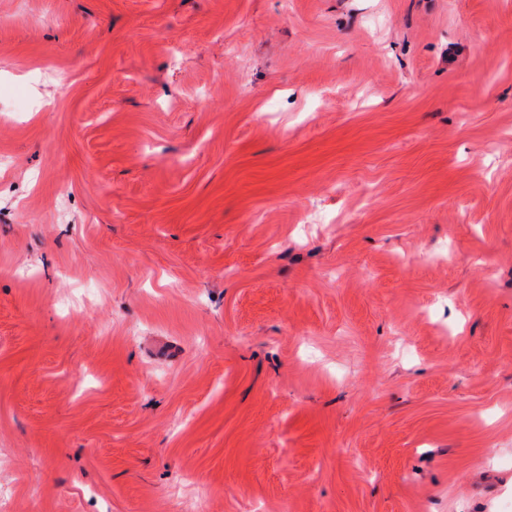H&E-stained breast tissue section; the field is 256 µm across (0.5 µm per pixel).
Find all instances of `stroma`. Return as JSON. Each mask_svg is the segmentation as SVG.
<instances>
[{"label": "stroma", "mask_w": 512, "mask_h": 512, "mask_svg": "<svg viewBox=\"0 0 512 512\" xmlns=\"http://www.w3.org/2000/svg\"><path fill=\"white\" fill-rule=\"evenodd\" d=\"M512 512V0H0V512Z\"/></svg>", "instance_id": "stroma-1"}]
</instances>
